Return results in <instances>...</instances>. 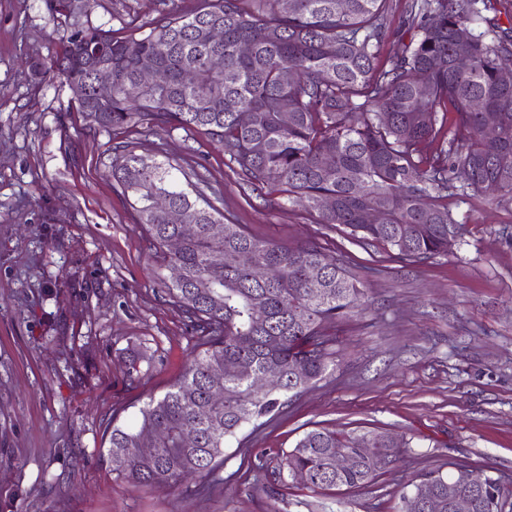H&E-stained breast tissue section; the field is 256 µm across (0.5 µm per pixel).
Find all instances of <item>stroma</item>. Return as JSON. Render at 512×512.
<instances>
[{
	"instance_id": "35a3bbf8",
	"label": "stroma",
	"mask_w": 512,
	"mask_h": 512,
	"mask_svg": "<svg viewBox=\"0 0 512 512\" xmlns=\"http://www.w3.org/2000/svg\"><path fill=\"white\" fill-rule=\"evenodd\" d=\"M195 5L94 0L85 14L52 16L45 0H0V512H396L411 478L452 462L512 477V200L459 192L448 206L462 234L448 253L400 262L301 207L265 204L205 135L143 126L121 139L163 148L254 236L310 240L369 269V305L342 333L334 374L228 444L220 488L141 487L113 473L101 453L108 424L134 423L181 377L194 332L165 299L112 179L116 139L77 112L53 62L74 25L122 36ZM317 424L386 431L410 448L364 487L314 492L277 472L281 451Z\"/></svg>"
}]
</instances>
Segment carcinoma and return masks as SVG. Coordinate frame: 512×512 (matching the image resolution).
<instances>
[{
  "label": "carcinoma",
  "mask_w": 512,
  "mask_h": 512,
  "mask_svg": "<svg viewBox=\"0 0 512 512\" xmlns=\"http://www.w3.org/2000/svg\"><path fill=\"white\" fill-rule=\"evenodd\" d=\"M91 2L46 0V7L53 16ZM494 10V0H407L400 26L414 31L410 45L380 65L389 0H203L167 13L147 32L116 37L77 27L63 36L56 68L68 86L85 89L74 96L76 109L98 128L200 132L224 148L246 184L278 194L269 205L300 203L318 223L343 225L400 261L427 259L447 253L448 235L461 234L448 208L457 191L512 200V76L502 78L512 22L488 16ZM216 27L224 30L220 43L209 39ZM88 40L101 44L102 55L82 64L76 49ZM242 43L250 44L246 55ZM214 56L222 59L219 70L210 67ZM144 58L160 74L151 86L140 81ZM100 63L112 67L108 103L93 95ZM285 70L295 74L288 86ZM475 99L480 112L471 110ZM490 122L494 137L485 133ZM135 149L131 142L114 147L112 178L161 265L179 267L180 278L163 293L192 318L196 336L182 376L139 409L135 425L113 415L106 457L134 485L174 487L198 477V489H208L228 440L336 371L339 332L364 302V280L312 241L287 247L253 236L203 189L182 182L174 164ZM325 156L333 166L322 164ZM160 195L195 225L176 253L167 244L181 225L155 208ZM326 200L332 207H323ZM375 209L385 211V223H367ZM263 267L271 277L260 275ZM310 279L320 282V293L308 288ZM269 372L282 384L255 388L254 378ZM360 438L369 448L356 464L329 469ZM145 439L154 451H140ZM407 448L377 430L315 427L282 452L278 474L305 472L312 491L359 488ZM408 487L400 512H413L416 499L448 512L450 493L471 497L474 512H512L511 481L460 465L451 474H422Z\"/></svg>",
  "instance_id": "cac0c4a2"
}]
</instances>
